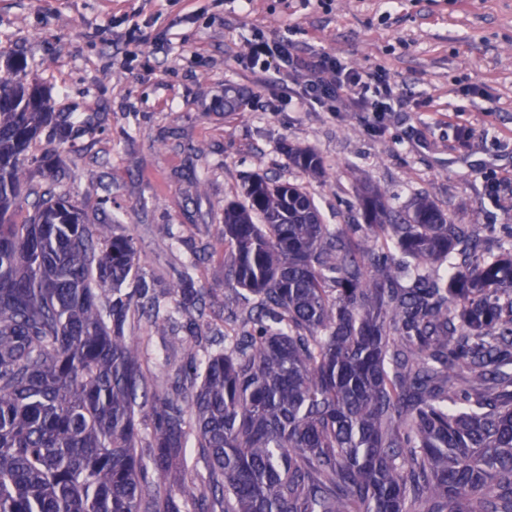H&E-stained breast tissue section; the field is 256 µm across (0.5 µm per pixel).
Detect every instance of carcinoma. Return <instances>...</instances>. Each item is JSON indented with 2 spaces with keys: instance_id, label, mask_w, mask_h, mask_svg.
Here are the masks:
<instances>
[{
  "instance_id": "carcinoma-1",
  "label": "carcinoma",
  "mask_w": 512,
  "mask_h": 512,
  "mask_svg": "<svg viewBox=\"0 0 512 512\" xmlns=\"http://www.w3.org/2000/svg\"><path fill=\"white\" fill-rule=\"evenodd\" d=\"M30 88L0 61V512H512V242L376 188L366 223L332 227L258 175L219 228L247 306L211 337L191 276L161 309L132 235L31 185L63 157L28 154L51 116ZM175 312L191 340L157 374L133 332Z\"/></svg>"
}]
</instances>
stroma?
<instances>
[{
  "mask_svg": "<svg viewBox=\"0 0 512 512\" xmlns=\"http://www.w3.org/2000/svg\"><path fill=\"white\" fill-rule=\"evenodd\" d=\"M258 36L385 73L399 99L384 132L355 105L301 104L303 72L253 69ZM1 52L26 59L70 126L58 193L91 223L116 217L165 302L198 254L211 330L239 297L218 227L254 175L309 183L329 224L362 223L358 195L374 185L400 212L429 197L491 249L512 225V0H0ZM471 85L479 95H463ZM233 88L246 100L228 112ZM288 145L315 151L324 175L306 180Z\"/></svg>",
  "mask_w": 512,
  "mask_h": 512,
  "instance_id": "stroma-1",
  "label": "stroma"
}]
</instances>
